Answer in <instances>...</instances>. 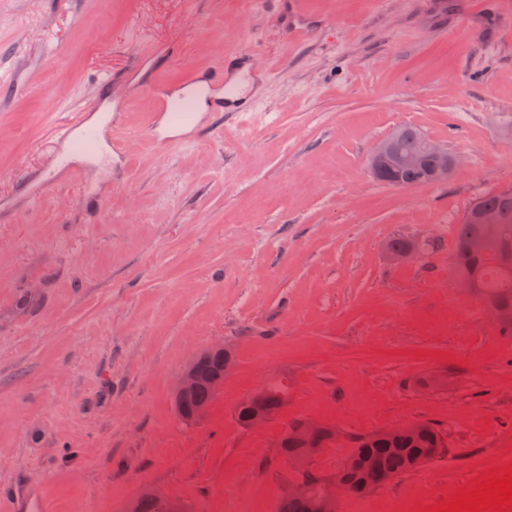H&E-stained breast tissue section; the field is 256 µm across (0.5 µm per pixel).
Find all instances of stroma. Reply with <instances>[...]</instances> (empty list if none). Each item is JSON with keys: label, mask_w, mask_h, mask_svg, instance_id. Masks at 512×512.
<instances>
[{"label": "stroma", "mask_w": 512, "mask_h": 512, "mask_svg": "<svg viewBox=\"0 0 512 512\" xmlns=\"http://www.w3.org/2000/svg\"><path fill=\"white\" fill-rule=\"evenodd\" d=\"M244 51L281 61L245 90L258 108L199 111L167 145L154 88ZM102 96L124 106L125 156L73 154V179L28 202L20 174ZM401 125L463 157L447 184L372 178L373 145ZM510 184L499 0H311L302 21L288 0H0V489L45 512H126L147 486L187 512H277L297 471L273 444L309 416L350 434L426 421L447 441L339 512L432 507L512 463V332L448 275L455 224ZM396 236L436 247L393 265ZM224 343L233 373L183 423L180 370ZM431 374L443 387L420 391ZM273 378L287 405L241 429L239 399Z\"/></svg>", "instance_id": "1"}]
</instances>
